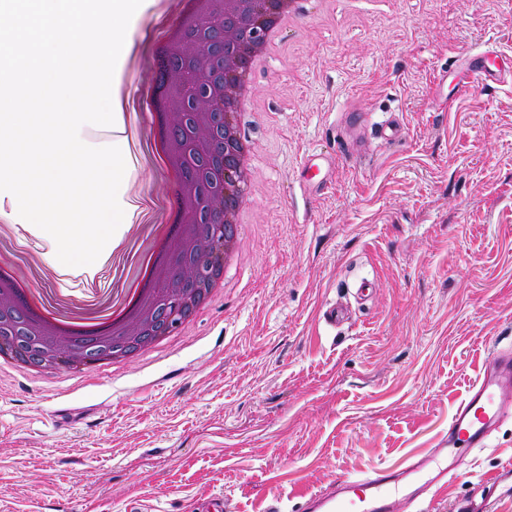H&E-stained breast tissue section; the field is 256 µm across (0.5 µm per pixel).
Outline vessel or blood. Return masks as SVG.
I'll list each match as a JSON object with an SVG mask.
<instances>
[{
  "mask_svg": "<svg viewBox=\"0 0 512 512\" xmlns=\"http://www.w3.org/2000/svg\"><path fill=\"white\" fill-rule=\"evenodd\" d=\"M493 52L469 53L465 67L452 76L456 95L474 85L502 80ZM512 415V347L494 349L448 421V433L429 450L396 468H374L352 478L339 476L326 488L305 496L301 512H413L425 499L448 492L464 454L485 447L492 433Z\"/></svg>",
  "mask_w": 512,
  "mask_h": 512,
  "instance_id": "vessel-or-blood-1",
  "label": "vessel or blood"
}]
</instances>
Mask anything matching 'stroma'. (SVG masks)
Here are the masks:
<instances>
[{"instance_id":"35a3bbf8","label":"stroma","mask_w":512,"mask_h":512,"mask_svg":"<svg viewBox=\"0 0 512 512\" xmlns=\"http://www.w3.org/2000/svg\"><path fill=\"white\" fill-rule=\"evenodd\" d=\"M133 15L138 62L117 63L128 96L112 145L125 190L162 216L172 180L145 161L140 113L164 106L159 45L179 13ZM492 47L512 62V0H325L269 52L239 113L255 141L244 189L242 260L223 295L139 361L26 375L0 363V512H196L217 495L236 512H297L336 475L395 467L434 447L493 343H512V86L454 99L440 71ZM365 127L350 141L346 114ZM404 135L379 146L389 115ZM313 151L327 188L301 181ZM17 268L82 303L120 294L130 254L151 244L133 221L120 255L66 266L51 236L9 230ZM372 283L366 300L354 288ZM343 305L332 327L323 311ZM512 462V417L467 454L438 512L481 503Z\"/></svg>"}]
</instances>
